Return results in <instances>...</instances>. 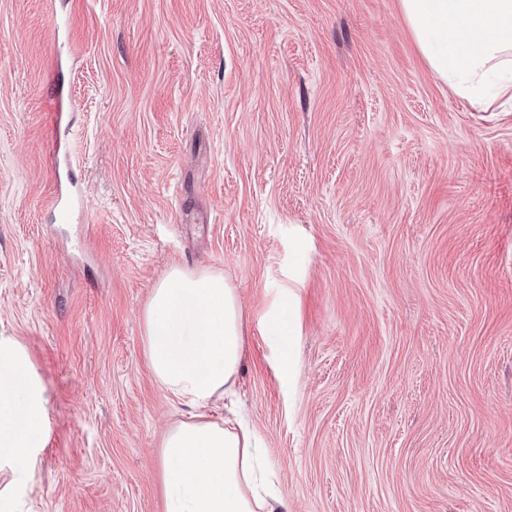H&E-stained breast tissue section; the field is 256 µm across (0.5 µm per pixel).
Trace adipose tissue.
Returning a JSON list of instances; mask_svg holds the SVG:
<instances>
[{
	"label": "adipose tissue",
	"mask_w": 512,
	"mask_h": 512,
	"mask_svg": "<svg viewBox=\"0 0 512 512\" xmlns=\"http://www.w3.org/2000/svg\"><path fill=\"white\" fill-rule=\"evenodd\" d=\"M402 16L432 71L469 104L489 110L512 101V0H400ZM243 311L236 286L208 269H172L154 285L143 313L146 354L157 381L193 408L165 438L166 512H280L264 451L233 420H208L205 408L232 390L244 360ZM298 301L281 297L264 317L277 337L283 380L297 373ZM46 389L26 347L0 336V426L7 460L32 466L47 409Z\"/></svg>",
	"instance_id": "obj_1"
}]
</instances>
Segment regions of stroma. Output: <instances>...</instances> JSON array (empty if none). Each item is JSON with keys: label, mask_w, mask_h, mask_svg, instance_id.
Listing matches in <instances>:
<instances>
[{"label": "stroma", "mask_w": 512, "mask_h": 512, "mask_svg": "<svg viewBox=\"0 0 512 512\" xmlns=\"http://www.w3.org/2000/svg\"><path fill=\"white\" fill-rule=\"evenodd\" d=\"M175 266L240 291L285 512H512V107L453 94L399 0H0V335L49 398L0 512H165ZM298 301L290 291L281 297L264 317V331L279 341L277 362L283 380L290 382L297 373Z\"/></svg>", "instance_id": "obj_1"}]
</instances>
